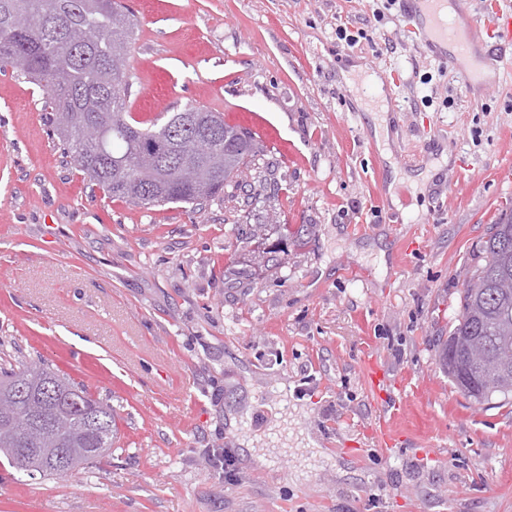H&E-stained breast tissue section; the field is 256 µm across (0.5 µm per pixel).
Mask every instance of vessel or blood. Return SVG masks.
Instances as JSON below:
<instances>
[{"instance_id": "b4317fda", "label": "vessel or blood", "mask_w": 512, "mask_h": 512, "mask_svg": "<svg viewBox=\"0 0 512 512\" xmlns=\"http://www.w3.org/2000/svg\"><path fill=\"white\" fill-rule=\"evenodd\" d=\"M418 22L425 46L440 59L457 62L468 56L478 57L485 67L495 65L489 46L512 48V12L494 9L492 22L475 35L471 24L456 20L448 13V0H401ZM422 417L416 409L400 413L397 405H385L378 417L384 446L398 438L421 437Z\"/></svg>"}]
</instances>
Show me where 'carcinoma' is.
<instances>
[{
	"instance_id": "carcinoma-1",
	"label": "carcinoma",
	"mask_w": 512,
	"mask_h": 512,
	"mask_svg": "<svg viewBox=\"0 0 512 512\" xmlns=\"http://www.w3.org/2000/svg\"><path fill=\"white\" fill-rule=\"evenodd\" d=\"M18 15L25 26H14ZM135 29L122 0H0V68L16 61L46 91L62 153L104 195L146 208L238 198L258 156L248 132L193 104L161 121L132 117ZM242 243L261 265L288 255L262 237ZM440 362L475 403L512 401V210L477 248ZM116 437L112 405L69 375L40 360L0 366V458L12 467L25 457L28 476L52 478L65 458L74 477L111 455Z\"/></svg>"
}]
</instances>
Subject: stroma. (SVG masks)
I'll return each instance as SVG.
<instances>
[{
	"instance_id": "1",
	"label": "stroma",
	"mask_w": 512,
	"mask_h": 512,
	"mask_svg": "<svg viewBox=\"0 0 512 512\" xmlns=\"http://www.w3.org/2000/svg\"><path fill=\"white\" fill-rule=\"evenodd\" d=\"M124 3L132 111L223 113L266 178L233 214L109 199L62 157L42 89L0 69V354L54 364L118 428L74 478L0 463V512H512V403L472 402L439 361L512 206V51L479 95L391 0ZM373 73L400 82L370 96ZM262 224L308 243L254 269L240 239ZM369 353L427 422L388 455Z\"/></svg>"
}]
</instances>
